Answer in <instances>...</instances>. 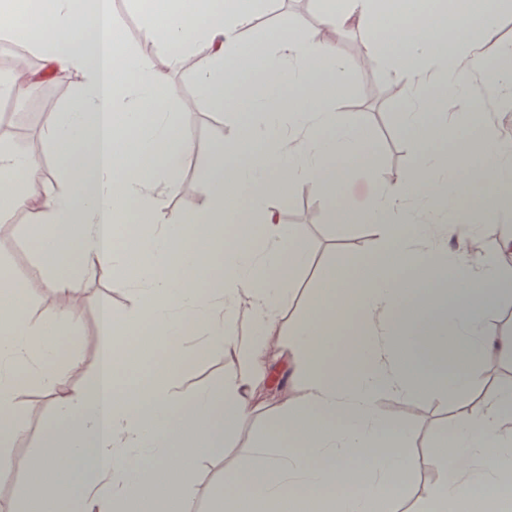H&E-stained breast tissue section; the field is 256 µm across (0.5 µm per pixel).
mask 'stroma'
<instances>
[{"instance_id":"1","label":"stroma","mask_w":512,"mask_h":512,"mask_svg":"<svg viewBox=\"0 0 512 512\" xmlns=\"http://www.w3.org/2000/svg\"><path fill=\"white\" fill-rule=\"evenodd\" d=\"M298 0H270L267 8L255 18L247 38L265 39L280 24L291 23L333 44L340 60L350 71L348 91L340 97L335 109L369 127L375 134L377 164L373 171L352 176L335 198L313 194L309 184L295 188L288 199H274L280 222L297 226L300 239L308 249L311 263L300 276L301 288L281 315L280 331L267 338L277 358L290 364L288 327L306 317L321 286L324 270L341 259H356L368 250L371 232L368 225L333 221V203L346 200L364 207L369 205L375 183H391L408 176L416 163L418 150L405 133L401 114L417 95L415 88L402 79L394 69L384 66L360 65L361 41L357 32L339 33L328 26L317 0H305V10H298ZM113 13L120 42L139 54H146L151 43L143 34V20L131 0H113ZM36 71L44 72V99L37 102L23 97L15 99L13 110L26 129L24 152L36 157L46 173L45 192L52 195L62 188L58 156L47 139L48 130L75 101L80 88L76 75L49 71L40 56H33ZM195 60L187 58L182 69L169 72L164 97L154 109L167 112L184 127L194 142L193 151L185 158L175 179L176 193L166 201V216L178 224L196 214L205 201V177L210 155L215 147L231 138L236 129L233 105L213 109L198 99L194 78ZM7 224L0 230V263L12 278L28 291L27 314L31 321L47 318L58 303V294L50 286L48 269L39 259L34 241L29 235L31 225L39 221L35 208L6 213ZM81 318L76 332L60 330L54 344L60 356L76 354L78 366L70 373L73 386L88 383L94 376L102 333L98 316L100 303L116 307L131 306L136 293L132 288L116 285L111 270L96 272L84 283L80 293ZM472 365L475 384L469 391L446 400L422 398L408 404L393 397L379 398L381 414L395 426L407 425L413 431L409 452L415 461L406 479L404 505L411 503L434 484L439 471L435 444L440 428L459 410L476 409L499 392L512 389V360L491 351H474ZM238 354L230 347L205 351L194 363L182 366L176 385L178 391L192 393L224 381L237 373ZM282 396L279 382H268L263 389V405L239 420L227 439L226 448L213 449L202 455L195 476L187 488L193 512H214L212 487L225 472L236 465L235 449L250 447L255 436L270 424V419ZM53 407L52 400L41 390H33L30 400L21 405L20 415L24 435L13 440L6 450L9 464L0 471V508L14 505L27 491L26 476L40 441L42 425Z\"/></svg>"}]
</instances>
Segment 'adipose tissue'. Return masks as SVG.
Segmentation results:
<instances>
[{"mask_svg":"<svg viewBox=\"0 0 512 512\" xmlns=\"http://www.w3.org/2000/svg\"><path fill=\"white\" fill-rule=\"evenodd\" d=\"M502 0H473L471 11L446 16L434 0H320L324 18L364 37L368 58L393 67L410 85L427 87L404 125L420 148L412 177L376 185L364 210L341 220L371 225L373 244L326 275L312 315L288 328L296 365L294 391L272 426L238 457L218 492L217 512H397L412 467L409 429L387 423L377 400L454 396L472 384L470 364L449 365L455 344L478 345L511 358L512 335L483 333L486 311L512 289V267L498 260L449 259L446 229L430 235L409 202L431 211L484 202L479 220H496L499 190L512 183V153L486 138L460 136L479 125L477 103L461 63L483 68L477 30L494 27ZM268 0H165L147 12L146 35L172 67L198 54L202 97L223 107L236 97L241 118L217 147L201 211L165 222L163 197L193 148L191 136L154 111L167 73L114 36L112 0H53L50 10L14 14L23 0H0V34L31 43L53 69L83 79L79 99L50 129L60 146L65 187L45 196L37 159L0 144V211L41 203L40 259L60 302L44 322L30 323L21 294L0 298V449L19 436L20 405L31 382L54 400L28 480L34 494L12 512H191L187 486L198 455L216 448L266 383L270 350L263 337L281 313L309 261L296 227L278 226L269 197H287L305 182L334 196L354 170L374 169L373 134L336 112L349 73L334 46L299 28L280 26L272 43L244 40ZM260 86V96L249 90ZM454 97L455 112L445 99ZM497 155L495 166L474 158ZM249 197L250 206L234 205ZM139 204L135 232L118 223ZM240 222L225 235L230 217ZM138 288L132 307H100L104 336L90 385L71 387L68 372L47 368L48 337L75 327L72 299L98 269ZM247 303L256 335L235 330ZM359 325L357 366L338 335V317ZM233 347L236 377L191 393L176 389L179 359L159 357L183 337ZM147 373H140L142 364ZM498 395L438 433L439 479L414 512H512V416ZM145 456L139 471L130 463Z\"/></svg>","mask_w":512,"mask_h":512,"instance_id":"1","label":"adipose tissue"}]
</instances>
